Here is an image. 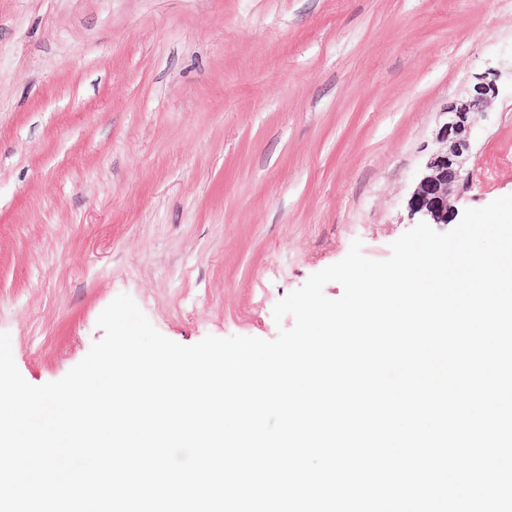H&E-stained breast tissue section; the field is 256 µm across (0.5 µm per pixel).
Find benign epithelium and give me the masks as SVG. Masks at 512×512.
Returning a JSON list of instances; mask_svg holds the SVG:
<instances>
[{
    "instance_id": "obj_1",
    "label": "benign epithelium",
    "mask_w": 512,
    "mask_h": 512,
    "mask_svg": "<svg viewBox=\"0 0 512 512\" xmlns=\"http://www.w3.org/2000/svg\"><path fill=\"white\" fill-rule=\"evenodd\" d=\"M497 73L490 70L461 99L448 106L445 121L435 139L437 149L429 156L408 201L412 221L446 224L451 219V200L467 184V162L473 150L472 131L477 115L498 94Z\"/></svg>"
}]
</instances>
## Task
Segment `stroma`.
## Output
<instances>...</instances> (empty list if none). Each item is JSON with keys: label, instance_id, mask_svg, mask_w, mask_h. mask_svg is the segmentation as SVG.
Wrapping results in <instances>:
<instances>
[{"label": "stroma", "instance_id": "stroma-1", "mask_svg": "<svg viewBox=\"0 0 512 512\" xmlns=\"http://www.w3.org/2000/svg\"><path fill=\"white\" fill-rule=\"evenodd\" d=\"M494 68L456 213L512 195V0H0V332L64 377L131 296L167 338L411 229L442 111Z\"/></svg>", "mask_w": 512, "mask_h": 512}]
</instances>
